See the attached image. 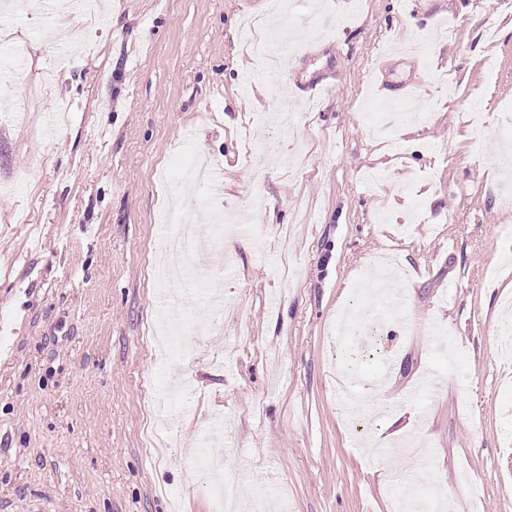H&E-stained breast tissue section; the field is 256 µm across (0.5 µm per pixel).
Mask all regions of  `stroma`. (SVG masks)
Instances as JSON below:
<instances>
[{
  "mask_svg": "<svg viewBox=\"0 0 512 512\" xmlns=\"http://www.w3.org/2000/svg\"><path fill=\"white\" fill-rule=\"evenodd\" d=\"M57 0L0 14L26 79L0 102V512H212L196 476L208 430L227 493L260 512H398L413 489L449 512H512V258L498 227L512 141V10L501 0ZM286 20L298 66H335L306 109L290 58L256 62ZM416 84L404 120L369 72ZM67 109L47 136L43 116ZM218 168L200 207L251 215L215 277L187 296L157 407L155 286L180 154ZM408 272L411 323L383 321L350 385L333 327L372 310L364 276ZM444 390L414 391L424 372Z\"/></svg>",
  "mask_w": 512,
  "mask_h": 512,
  "instance_id": "stroma-1",
  "label": "stroma"
}]
</instances>
